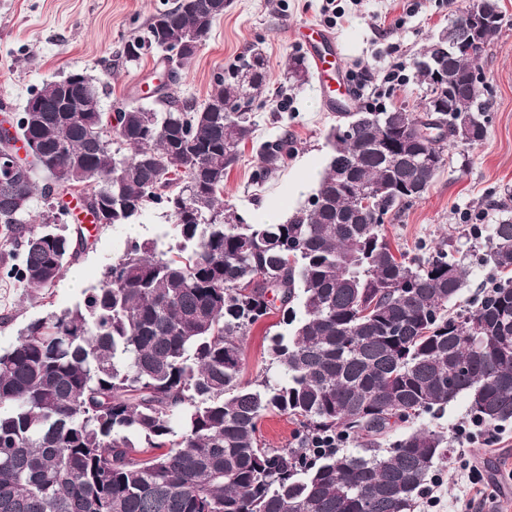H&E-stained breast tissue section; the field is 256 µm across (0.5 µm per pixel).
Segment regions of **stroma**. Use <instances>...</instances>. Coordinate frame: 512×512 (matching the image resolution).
Masks as SVG:
<instances>
[{
	"mask_svg": "<svg viewBox=\"0 0 512 512\" xmlns=\"http://www.w3.org/2000/svg\"><path fill=\"white\" fill-rule=\"evenodd\" d=\"M336 4L345 15L332 26L323 12L324 0H229L223 17L170 87L179 101L203 102L215 75L252 43L262 42L270 76L266 105L257 114L254 142L224 178L226 206L247 222L257 221L258 209L272 201L287 202L292 211L306 205L331 153L327 136L337 109L324 101L317 71H310L307 83L295 88L285 80L289 55L306 49L299 35L303 25L327 29L342 70L377 73L397 63L412 66L431 39L467 9L465 0L455 7L448 0ZM499 5L501 30L478 61L492 90L486 139L449 146L445 166L422 197L385 222L391 242L408 252L442 242L448 251H466L470 274L461 299L448 307L452 314L464 310L467 298L480 293L491 275L481 261L484 245H472L467 237L470 226L495 223L499 213L493 204L512 188V0H499ZM163 7V0H0V123H16L44 83L76 71L98 76L110 69L112 76L101 92L103 109L118 101L153 106L144 89L161 76L163 63L156 55L134 65L124 63L120 47ZM285 130L296 139L294 155L264 183H255L258 142ZM84 237V252L74 264L82 274L80 286H72L65 276L43 293L0 280L1 352L16 344L30 322L81 304L129 240L157 238L167 248L178 243L173 218L159 206L148 208L133 224L85 225ZM287 331L276 311L252 327L244 347L242 383L269 374V338ZM420 422L447 435L450 453L431 487L436 505L427 506L420 497L414 512H470V502L479 498L485 501L484 512H512V425L494 432L472 426L463 397Z\"/></svg>",
	"mask_w": 512,
	"mask_h": 512,
	"instance_id": "35a3bbf8",
	"label": "stroma"
}]
</instances>
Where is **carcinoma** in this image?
<instances>
[{
	"instance_id": "carcinoma-1",
	"label": "carcinoma",
	"mask_w": 512,
	"mask_h": 512,
	"mask_svg": "<svg viewBox=\"0 0 512 512\" xmlns=\"http://www.w3.org/2000/svg\"><path fill=\"white\" fill-rule=\"evenodd\" d=\"M223 2L174 0L121 57L163 51L177 81ZM499 29L448 48L451 92L424 65L437 43L414 60L426 98L450 95L454 111L337 113L317 188L283 225L251 224L221 201L224 176L254 139L249 105L269 81L259 44L199 106L158 85L147 94L163 110L112 116L91 75L66 89L44 83L27 102L40 108L17 121L42 155L0 188V245L20 249L0 275L46 290L78 261L81 242L55 223L68 195L104 226L160 205L183 243L169 256L154 239L130 241L82 304L30 322L0 354V512H413L447 458L444 433L411 429L369 456L341 454L336 440L386 439L462 394L487 427L511 423L512 191L483 258L501 277L456 316L447 308L466 284L462 261L443 247L410 257L375 219L420 199L413 189L426 191L445 166L452 129L470 126L467 144L486 138L490 88L469 69ZM178 47L185 55H170ZM308 77L306 56L292 53L288 80ZM229 99L248 109L225 112ZM295 145L288 130L261 143L255 182ZM343 171L350 182H338ZM37 194L48 211L35 232L27 217ZM275 307L290 326L270 338L278 377L244 386V342ZM270 414L296 425L288 447L263 442Z\"/></svg>"
}]
</instances>
